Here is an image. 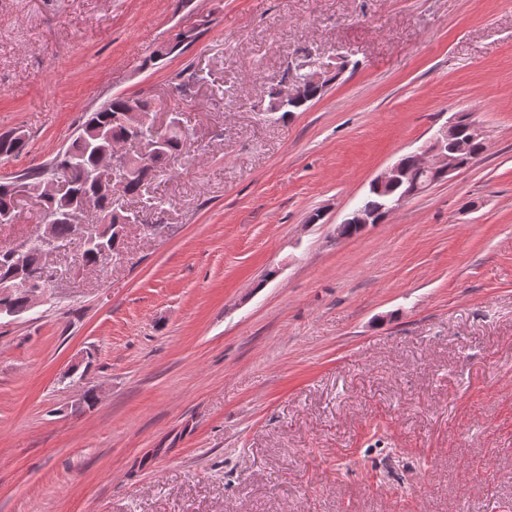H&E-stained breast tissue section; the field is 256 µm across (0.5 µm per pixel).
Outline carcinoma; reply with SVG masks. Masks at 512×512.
I'll list each match as a JSON object with an SVG mask.
<instances>
[{"label": "carcinoma", "mask_w": 512, "mask_h": 512, "mask_svg": "<svg viewBox=\"0 0 512 512\" xmlns=\"http://www.w3.org/2000/svg\"><path fill=\"white\" fill-rule=\"evenodd\" d=\"M134 108L148 114L157 111L158 104L154 98L147 96L112 97L99 109L87 115L77 136L48 163L18 175V178L38 188L45 181L65 173L70 181L73 198L98 211L97 224L91 229H83L79 223L68 220L64 215L67 203L51 196L41 197L44 224L51 227L55 238L61 241L78 235L83 238L84 250L80 263L84 266L104 267L110 263L112 251L123 248L124 237L121 236V232L126 230L129 220L134 218L128 209L114 206L105 198L97 196L94 174L98 169L101 148L107 145L120 150L126 144L130 146V150L124 151V154L136 175L131 177L124 187V199L128 200L147 195L152 182L163 173L166 161L181 151L183 146L185 131L178 123L169 133L168 146L148 155L142 154L136 146L148 138L149 131L128 117ZM307 108L306 103H281L275 99V92L272 91L267 105L264 106V114L276 120H285ZM27 145L28 137L25 133H19L13 139L0 136V156H18L25 151ZM401 160L405 166L404 177L398 183L383 189L369 188L355 210L370 215L379 212L390 199L401 196L414 197V183L417 178L415 162L406 155L402 156ZM14 208L13 182H0V213L12 212ZM24 262L32 267L44 266L40 238L27 242ZM30 300V291L22 285L17 286L6 294L0 292V309L7 308L19 316L30 309Z\"/></svg>", "instance_id": "cac0c4a2"}]
</instances>
